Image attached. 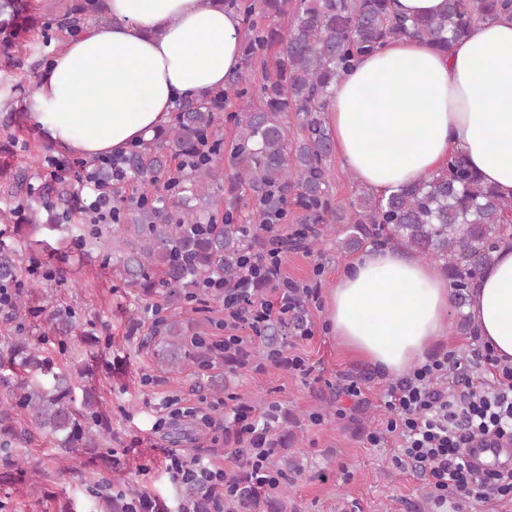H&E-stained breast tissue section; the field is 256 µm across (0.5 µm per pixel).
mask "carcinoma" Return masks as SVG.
I'll return each mask as SVG.
<instances>
[{
  "instance_id": "obj_1",
  "label": "carcinoma",
  "mask_w": 512,
  "mask_h": 512,
  "mask_svg": "<svg viewBox=\"0 0 512 512\" xmlns=\"http://www.w3.org/2000/svg\"><path fill=\"white\" fill-rule=\"evenodd\" d=\"M390 0H252L244 6L246 59L256 47H277L274 71L266 74L259 96L262 105L244 99L237 89L239 76L226 87L207 92L180 104L172 122L151 140L124 155L121 166L139 182V193L126 197L114 187L117 205L110 224H69L59 239L63 251L70 242L83 246L112 243V267L122 285L146 294L164 289L167 302L179 305L196 301L203 306L224 300L220 285H232L241 274L244 255L273 246L314 249L326 233L344 234L343 246L356 251L368 243L403 246L439 264L453 284L458 326L469 325L463 316L471 289L485 268L495 260L500 244L512 241V197L481 184L463 159L451 155L441 172L429 181L399 188L379 197L366 188L348 203L333 201L327 167L334 155L332 132L325 114L331 88L342 73L363 54L379 49L390 39L418 37L448 49L452 39L474 31L481 21L512 15V0H446L445 9L430 17L398 18L391 14ZM100 0H62L56 29L70 33L93 21ZM27 0H0V54L8 63L25 50L24 26ZM291 16V28L281 34L259 19ZM243 100L234 117L230 153L235 164L231 197L224 215L214 213V190L224 183V166L217 156L224 151L218 129V113L229 94ZM300 119L301 136L290 142L288 113ZM249 191L257 223H282L288 219V193L296 192L303 210L299 223L308 233L297 238L263 239L237 223L241 196ZM0 194L13 202L31 196V174L19 170ZM78 192L68 176L59 175L42 196L30 200L25 223L42 226L40 211L48 213L47 228L56 231L60 215L75 206ZM322 228L316 229L314 225ZM30 248L0 242V289H12L4 309L17 315L25 306L23 285L18 279V257ZM43 335L70 336L80 332L71 308L55 307L46 318ZM147 348L158 347L172 372L190 366L202 372L223 367L230 373L248 365L257 354L247 348L226 350L200 334L184 333L182 322L162 316L142 339ZM15 365L21 374L7 378L6 401H0V449L12 447L23 435L3 426L12 413L21 412L59 447L97 448L99 435L85 426L92 421L102 431L108 420L95 390L83 389L76 402V381L67 369L25 338L8 347L3 364ZM277 412L266 411L252 420L249 434L264 448H285V434H274L271 422ZM239 413L224 423V445L240 448L248 458L253 449L243 446ZM226 478L237 494L224 500V512H288L284 498L261 497L247 463ZM186 495L192 512H211L206 488L190 484Z\"/></svg>"
}]
</instances>
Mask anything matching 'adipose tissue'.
Returning <instances> with one entry per match:
<instances>
[{
  "label": "adipose tissue",
  "mask_w": 512,
  "mask_h": 512,
  "mask_svg": "<svg viewBox=\"0 0 512 512\" xmlns=\"http://www.w3.org/2000/svg\"><path fill=\"white\" fill-rule=\"evenodd\" d=\"M91 26L54 53L28 101L57 150L118 155L156 135L180 100L222 88L242 64L240 20L223 0H103ZM334 151L379 195L437 174L448 154L512 194V20L481 22L441 50L389 41L333 87ZM446 272L394 247L361 253L336 277L326 321L339 342L381 372L423 364L448 328ZM466 313L483 344L512 365V245H502Z\"/></svg>",
  "instance_id": "obj_1"
}]
</instances>
